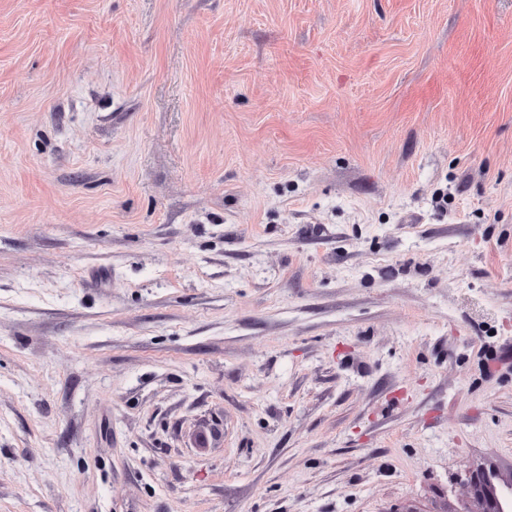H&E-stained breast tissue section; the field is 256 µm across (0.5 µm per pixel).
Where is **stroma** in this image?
Segmentation results:
<instances>
[{
	"instance_id": "35a3bbf8",
	"label": "stroma",
	"mask_w": 512,
	"mask_h": 512,
	"mask_svg": "<svg viewBox=\"0 0 512 512\" xmlns=\"http://www.w3.org/2000/svg\"><path fill=\"white\" fill-rule=\"evenodd\" d=\"M512 0H0V512H443L512 473Z\"/></svg>"
}]
</instances>
